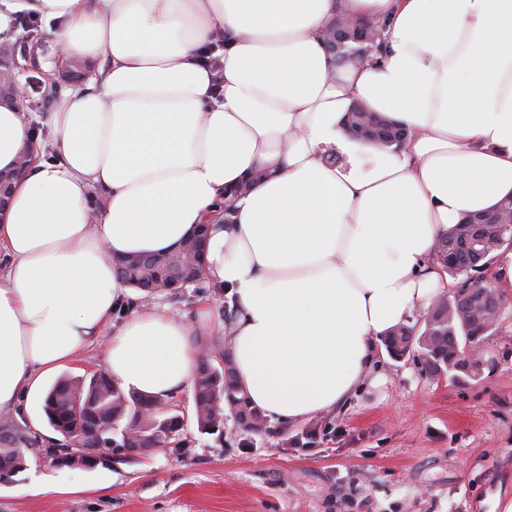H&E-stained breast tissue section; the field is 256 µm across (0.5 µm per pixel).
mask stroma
Here are the masks:
<instances>
[{
	"label": "stroma",
	"mask_w": 512,
	"mask_h": 512,
	"mask_svg": "<svg viewBox=\"0 0 512 512\" xmlns=\"http://www.w3.org/2000/svg\"><path fill=\"white\" fill-rule=\"evenodd\" d=\"M17 79L41 80L27 121L36 157L52 152L49 116L63 87L62 46L16 28ZM479 379L456 382L394 359L384 344L364 386L336 410L262 432L224 417V442L192 424L191 391L172 399L188 439L92 469L30 463L0 486V512H504L512 500V306L485 342ZM55 484L30 493L34 478Z\"/></svg>",
	"instance_id": "35a3bbf8"
}]
</instances>
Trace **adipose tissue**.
<instances>
[{"label": "adipose tissue", "instance_id": "ef3b65f1", "mask_svg": "<svg viewBox=\"0 0 512 512\" xmlns=\"http://www.w3.org/2000/svg\"><path fill=\"white\" fill-rule=\"evenodd\" d=\"M21 11L66 58L105 66L57 99L56 156L33 161L0 213V411L108 328L123 388L189 387L209 330L227 333L270 422L330 412L376 340L447 287L438 237L512 194V0H0V41ZM341 11L384 23L377 61L337 65L320 33ZM356 102L409 128L406 145L351 138ZM32 138L1 103L0 171ZM260 168L225 218V189ZM201 224L232 326L207 306L190 320L126 306L116 260L173 250Z\"/></svg>", "mask_w": 512, "mask_h": 512}]
</instances>
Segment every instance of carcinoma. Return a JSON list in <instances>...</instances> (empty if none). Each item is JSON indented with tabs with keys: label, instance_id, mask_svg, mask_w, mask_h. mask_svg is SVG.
Masks as SVG:
<instances>
[{
	"label": "carcinoma",
	"instance_id": "cac0c4a2",
	"mask_svg": "<svg viewBox=\"0 0 512 512\" xmlns=\"http://www.w3.org/2000/svg\"><path fill=\"white\" fill-rule=\"evenodd\" d=\"M332 29L343 31V47L336 56L345 62L352 54L364 60L382 46V28L377 24L357 25L344 15L336 16ZM19 66L12 51L0 58V99H10ZM344 121L351 133L365 144L399 149L409 130L362 106L353 107ZM512 196L488 213L484 224H457L441 236L433 249L432 261L452 279V289L444 306L433 308L424 319V328L402 325L386 335L390 355L401 358L414 351L423 368L431 373L453 374L459 380L476 379L483 365L473 361L468 349L481 346L498 332L501 321L491 319L500 306L481 291L485 284L472 278L474 266H483L480 275L496 278L494 265L512 250V233L495 223ZM483 240L479 248L474 239ZM177 252L149 254L144 260L126 258L118 267L120 277L143 293L148 300L158 290L178 291L184 285L171 280L169 260ZM203 352L192 382L194 419L197 430L224 444V412L233 410L243 425L254 431L265 428L263 413L251 405L239 384L225 339L198 340ZM164 400L135 391H126L105 373L62 378L49 389L43 410L60 438L43 442L28 425L20 424L10 412L0 414V485L14 482L31 459L29 448L44 447V455L56 467L98 465L94 449H112V459L126 461L139 448H166L186 430L184 416L161 410Z\"/></svg>",
	"mask_w": 512,
	"mask_h": 512
}]
</instances>
